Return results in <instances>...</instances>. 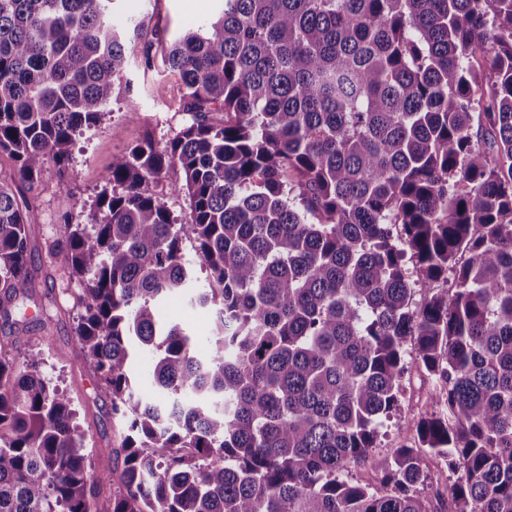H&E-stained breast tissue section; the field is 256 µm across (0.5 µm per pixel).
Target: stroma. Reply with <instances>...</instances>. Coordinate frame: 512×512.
<instances>
[{"mask_svg":"<svg viewBox=\"0 0 512 512\" xmlns=\"http://www.w3.org/2000/svg\"><path fill=\"white\" fill-rule=\"evenodd\" d=\"M218 0H117L111 15L114 27L133 21L146 22L159 34L172 36L198 27L219 11ZM183 86L178 74L154 69L145 71L139 62L130 63L102 121L77 136L71 148L72 158L65 172L47 163L40 180L26 196L35 214V274L40 286L33 299L25 302L27 315H34L37 304L55 303L58 313L48 332L32 331L28 343L41 351V370L71 398L76 422L84 435V448L93 474H107L115 467L110 454L120 443V428L113 419L108 400L95 395L96 378L81 368L75 347V326L81 312L80 286L50 265L47 248L62 235L64 217L73 223H90L94 200L101 191L103 177L113 155L129 150L149 138L165 146L192 116L183 110ZM139 117L129 120V108ZM164 321L182 325L196 338V348H209L211 317L208 311L191 306L188 295L166 298L160 305ZM408 371L403 381L394 417L381 428L371 462L352 467L349 476L359 483L378 484V463L389 459L393 448L413 443L419 415L432 406L431 383L421 368L415 350H407Z\"/></svg>","mask_w":512,"mask_h":512,"instance_id":"1","label":"stroma"}]
</instances>
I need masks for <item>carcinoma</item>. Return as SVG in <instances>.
Instances as JSON below:
<instances>
[{
	"mask_svg": "<svg viewBox=\"0 0 512 512\" xmlns=\"http://www.w3.org/2000/svg\"><path fill=\"white\" fill-rule=\"evenodd\" d=\"M113 2L0 0V512H512V0H221L164 46L192 122L113 156L95 223L48 247L121 423L95 477L41 351L7 352L35 288L15 187L65 167L135 58L145 28L114 29ZM171 168L183 224L148 189ZM185 238L218 284L191 298L205 356L159 316L197 281ZM409 342L438 408L382 488L354 483ZM153 368V359L152 356L144 352L133 360L131 365L132 374L139 381V389L142 393L150 394V378L151 372Z\"/></svg>",
	"mask_w": 512,
	"mask_h": 512,
	"instance_id": "carcinoma-1",
	"label": "carcinoma"
}]
</instances>
